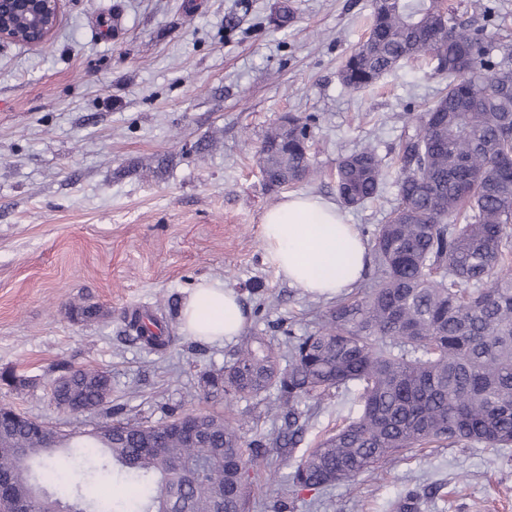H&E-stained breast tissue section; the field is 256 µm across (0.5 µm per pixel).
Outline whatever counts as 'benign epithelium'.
<instances>
[{
  "mask_svg": "<svg viewBox=\"0 0 512 512\" xmlns=\"http://www.w3.org/2000/svg\"><path fill=\"white\" fill-rule=\"evenodd\" d=\"M62 0H0V42L39 46L60 22Z\"/></svg>",
  "mask_w": 512,
  "mask_h": 512,
  "instance_id": "1",
  "label": "benign epithelium"
}]
</instances>
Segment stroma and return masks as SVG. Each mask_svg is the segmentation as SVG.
<instances>
[{
  "mask_svg": "<svg viewBox=\"0 0 512 512\" xmlns=\"http://www.w3.org/2000/svg\"><path fill=\"white\" fill-rule=\"evenodd\" d=\"M279 0H63L44 46L0 44V404L64 433L99 414L71 415L53 380L94 367L112 377V405L153 423L171 411H223L203 374L220 375L238 342L213 344L182 328L184 301L202 278L223 281L247 312L245 335H302L332 306L291 286L267 261L268 191L256 152L280 117L311 118L319 172L301 192L335 200L345 155L371 145L385 160L403 127L441 93L425 60L401 63L374 86L350 90L339 70L364 38L372 0H288L295 19L268 23ZM512 45V0H451ZM380 197L345 208L357 229L385 223ZM84 301L101 319L76 322ZM137 308L174 339L166 351L135 341ZM359 409L353 393L325 401L301 447H312ZM271 480L249 512L289 499L290 462L269 456ZM444 485L418 512H512V447L428 448L387 461L353 484L302 494L291 512H395L412 487Z\"/></svg>",
  "mask_w": 512,
  "mask_h": 512,
  "instance_id": "35a3bbf8",
  "label": "stroma"
}]
</instances>
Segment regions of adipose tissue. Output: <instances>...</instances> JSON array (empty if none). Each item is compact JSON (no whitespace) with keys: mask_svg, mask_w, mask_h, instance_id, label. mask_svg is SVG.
<instances>
[{"mask_svg":"<svg viewBox=\"0 0 512 512\" xmlns=\"http://www.w3.org/2000/svg\"><path fill=\"white\" fill-rule=\"evenodd\" d=\"M262 247L278 275L318 296L350 287L366 268V244L355 225L336 203L306 193L287 195L264 213ZM246 319L238 294L220 281L199 283L182 311L184 330L210 343L240 335Z\"/></svg>","mask_w":512,"mask_h":512,"instance_id":"adipose-tissue-1","label":"adipose tissue"}]
</instances>
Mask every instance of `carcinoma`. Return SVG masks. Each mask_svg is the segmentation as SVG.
I'll return each mask as SVG.
<instances>
[{"mask_svg": "<svg viewBox=\"0 0 512 512\" xmlns=\"http://www.w3.org/2000/svg\"><path fill=\"white\" fill-rule=\"evenodd\" d=\"M368 37L345 59V87L376 84L403 61L424 59L448 79L413 133L402 136L397 204L368 241L374 284L336 301L304 336L272 344L246 336L224 367L225 413L194 412L205 432L195 444L169 433L186 414L157 423L101 422L89 433L58 434L75 446L76 470L109 490L93 512H247L269 449L303 441L309 407L357 388L356 417L320 439L295 464L293 491L352 481L414 448L512 445V52L494 54V36L447 9L444 0H372ZM293 20L283 2L270 22ZM309 118L278 122L259 150L264 185L309 183ZM388 171L366 146L336 165V196L358 206L383 191ZM136 339L164 351L170 337L131 323ZM55 399L75 410L101 404L109 377L98 369L59 376ZM277 433L246 440L233 402L266 400ZM26 420L0 421V476L26 512H85L78 485L60 479L66 463ZM122 479L129 495L113 489Z\"/></svg>", "mask_w": 512, "mask_h": 512, "instance_id": "carcinoma-1", "label": "carcinoma"}]
</instances>
